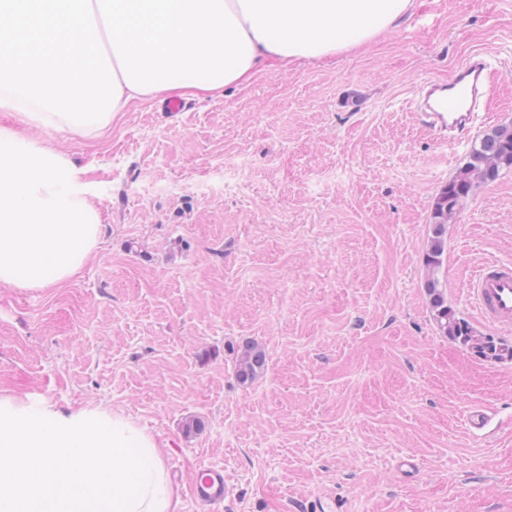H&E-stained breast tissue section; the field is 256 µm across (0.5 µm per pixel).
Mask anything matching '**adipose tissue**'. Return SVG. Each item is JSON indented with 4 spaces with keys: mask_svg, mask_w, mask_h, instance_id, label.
<instances>
[{
    "mask_svg": "<svg viewBox=\"0 0 512 512\" xmlns=\"http://www.w3.org/2000/svg\"><path fill=\"white\" fill-rule=\"evenodd\" d=\"M416 0H0V284L75 276L103 224L82 172L28 136L86 138L136 100L211 95L361 49Z\"/></svg>",
    "mask_w": 512,
    "mask_h": 512,
    "instance_id": "1",
    "label": "adipose tissue"
}]
</instances>
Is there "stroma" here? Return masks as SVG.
<instances>
[{
  "instance_id": "obj_1",
  "label": "stroma",
  "mask_w": 512,
  "mask_h": 512,
  "mask_svg": "<svg viewBox=\"0 0 512 512\" xmlns=\"http://www.w3.org/2000/svg\"><path fill=\"white\" fill-rule=\"evenodd\" d=\"M476 54L491 88L475 143L512 123V0H418L361 51L184 111L147 98L98 137L32 130L84 168L105 233L60 285H0V398L129 418L166 448L181 512H197L203 466L231 488L213 512L318 497L342 512H512V354L442 336L424 288L431 209L468 150L405 106ZM233 155L249 167L227 179ZM446 241L449 305L512 351L467 293L485 259L512 262V170L475 184ZM248 341L267 362L243 384ZM477 406L493 415L482 432L467 425ZM193 416L205 427L188 437Z\"/></svg>"
}]
</instances>
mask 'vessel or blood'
Listing matches in <instances>:
<instances>
[{
    "mask_svg": "<svg viewBox=\"0 0 512 512\" xmlns=\"http://www.w3.org/2000/svg\"><path fill=\"white\" fill-rule=\"evenodd\" d=\"M484 56L470 58L446 83L425 82L410 106L425 126L456 143H464L479 119L478 108L485 102V85L490 78ZM468 293L479 316L498 330H512V263L484 261L472 277ZM192 492L195 500L209 507L223 503L230 492L219 467H205L197 473Z\"/></svg>",
    "mask_w": 512,
    "mask_h": 512,
    "instance_id": "1",
    "label": "vessel or blood"
}]
</instances>
